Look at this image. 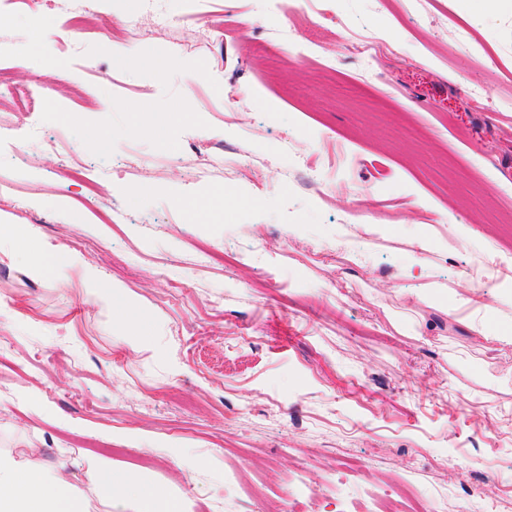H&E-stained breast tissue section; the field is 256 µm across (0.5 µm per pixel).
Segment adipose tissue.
I'll return each mask as SVG.
<instances>
[{
    "label": "adipose tissue",
    "instance_id": "adipose-tissue-1",
    "mask_svg": "<svg viewBox=\"0 0 512 512\" xmlns=\"http://www.w3.org/2000/svg\"><path fill=\"white\" fill-rule=\"evenodd\" d=\"M85 465L97 488L111 496L121 487L135 495L140 512H172L163 493L139 484L127 472L114 469L106 458L86 459ZM0 512H87L73 485L55 469L33 468L27 462L0 454Z\"/></svg>",
    "mask_w": 512,
    "mask_h": 512
}]
</instances>
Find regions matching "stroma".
<instances>
[{"label": "stroma", "instance_id": "stroma-1", "mask_svg": "<svg viewBox=\"0 0 512 512\" xmlns=\"http://www.w3.org/2000/svg\"><path fill=\"white\" fill-rule=\"evenodd\" d=\"M131 2L71 48L0 0L35 95L0 112V453L73 460L89 512L106 452L192 512H512V0ZM449 292L457 310H470L469 317H471V320L474 324H477V326L480 327L477 329L479 335L486 339L493 338L494 333L489 332L484 324L485 316L489 310L485 309L483 314L478 317L482 311V307L475 297V289L469 287L463 288L461 290L450 288Z\"/></svg>", "mask_w": 512, "mask_h": 512}]
</instances>
